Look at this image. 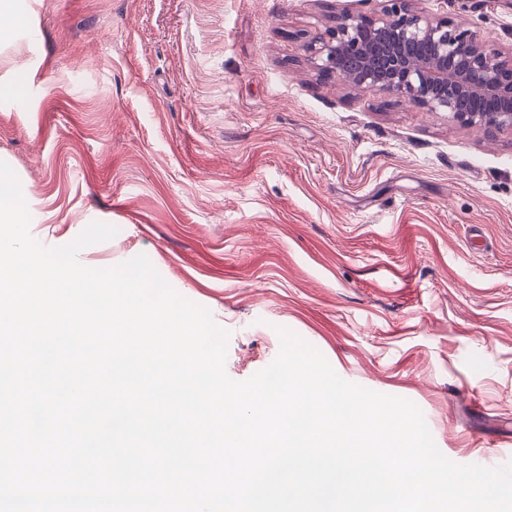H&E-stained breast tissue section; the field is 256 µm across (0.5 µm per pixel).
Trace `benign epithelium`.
<instances>
[{"label":"benign epithelium","instance_id":"1","mask_svg":"<svg viewBox=\"0 0 512 512\" xmlns=\"http://www.w3.org/2000/svg\"><path fill=\"white\" fill-rule=\"evenodd\" d=\"M418 0H383L371 15L328 16L324 31L303 45L320 77L403 104L444 112L448 120L487 135L512 132V50L505 53L465 23L434 16ZM419 44L429 56L411 57ZM462 98L486 100L493 110L463 112Z\"/></svg>","mask_w":512,"mask_h":512}]
</instances>
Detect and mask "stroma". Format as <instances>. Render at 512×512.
<instances>
[{
  "mask_svg": "<svg viewBox=\"0 0 512 512\" xmlns=\"http://www.w3.org/2000/svg\"><path fill=\"white\" fill-rule=\"evenodd\" d=\"M0 161L42 245L146 255L231 333L243 381L277 327L414 402L459 464L512 460V133L319 79L302 45L378 0H13ZM502 49L512 0H419Z\"/></svg>",
  "mask_w": 512,
  "mask_h": 512,
  "instance_id": "stroma-1",
  "label": "stroma"
}]
</instances>
